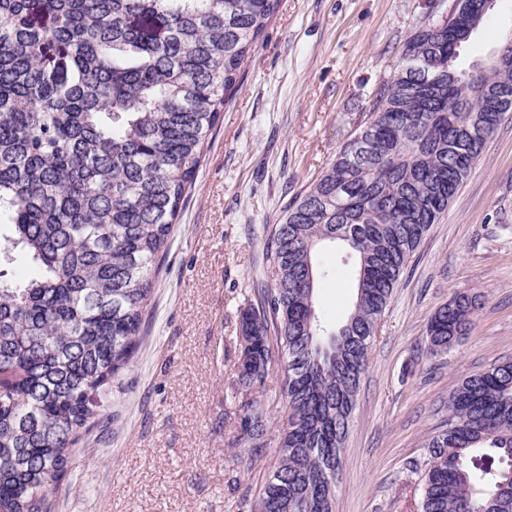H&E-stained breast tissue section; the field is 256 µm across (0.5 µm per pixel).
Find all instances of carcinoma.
<instances>
[{"mask_svg":"<svg viewBox=\"0 0 512 512\" xmlns=\"http://www.w3.org/2000/svg\"><path fill=\"white\" fill-rule=\"evenodd\" d=\"M280 0H0V512H47L71 451L132 361L150 276L168 249L204 144ZM152 19L161 36L133 26ZM405 43L367 121L271 231L273 287L240 310L237 384L262 389L281 353L288 417L249 512H333L357 393L382 315L409 261L512 112V69L464 97L446 80L448 34ZM365 146L356 154L357 144ZM356 257L341 324L315 308L314 256ZM456 293L427 325L433 353L468 331ZM253 400L233 444L265 448ZM421 512H512V359L458 383L428 439ZM511 460L508 467L495 460Z\"/></svg>","mask_w":512,"mask_h":512,"instance_id":"cac0c4a2","label":"carcinoma"}]
</instances>
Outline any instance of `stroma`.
<instances>
[{"mask_svg":"<svg viewBox=\"0 0 512 512\" xmlns=\"http://www.w3.org/2000/svg\"><path fill=\"white\" fill-rule=\"evenodd\" d=\"M427 0H282L212 130L151 293L132 364L72 450L48 512H242L278 454L288 406L273 364L256 397L267 416L260 458L236 459L237 316L271 287L265 252L284 207L327 169L390 81ZM512 33L495 0L462 54L484 61ZM318 313L352 305L355 261L324 251ZM478 295L471 329L431 354L426 327L456 292ZM512 358V113L385 310L343 449L334 512H420L417 463L458 382Z\"/></svg>","mask_w":512,"mask_h":512,"instance_id":"35a3bbf8","label":"stroma"}]
</instances>
